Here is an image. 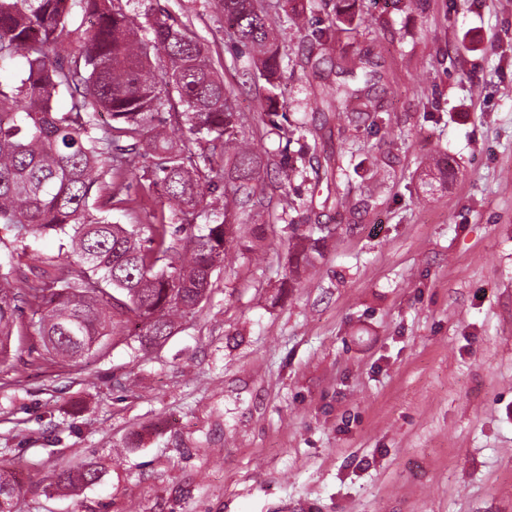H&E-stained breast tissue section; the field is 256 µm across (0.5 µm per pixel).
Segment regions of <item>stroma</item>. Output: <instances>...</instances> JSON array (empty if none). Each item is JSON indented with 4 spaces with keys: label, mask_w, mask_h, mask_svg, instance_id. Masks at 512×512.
Listing matches in <instances>:
<instances>
[{
    "label": "stroma",
    "mask_w": 512,
    "mask_h": 512,
    "mask_svg": "<svg viewBox=\"0 0 512 512\" xmlns=\"http://www.w3.org/2000/svg\"><path fill=\"white\" fill-rule=\"evenodd\" d=\"M143 22H184L236 88L246 139L296 155L259 117L246 53L220 0H121ZM307 29L278 28L280 113L396 158L337 215L332 183L295 182L302 205L272 204L233 228L200 314L161 347L116 325L101 350L61 369L23 342L0 366V465L21 486L20 512H512V0H383L370 33L334 35L332 7L290 0ZM328 32L319 70L300 62ZM368 49L389 126L345 128L315 112L330 60ZM92 203L117 224L173 222L161 194L131 182ZM337 231L294 288L288 224ZM100 481L72 494L64 468ZM101 473L93 465H84L80 468L61 469L56 476V485L61 488L73 489L97 483Z\"/></svg>",
    "instance_id": "1"
}]
</instances>
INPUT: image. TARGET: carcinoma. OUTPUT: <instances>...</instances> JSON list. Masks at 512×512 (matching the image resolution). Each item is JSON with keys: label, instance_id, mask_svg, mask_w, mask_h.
I'll return each mask as SVG.
<instances>
[{"label": "carcinoma", "instance_id": "1", "mask_svg": "<svg viewBox=\"0 0 512 512\" xmlns=\"http://www.w3.org/2000/svg\"><path fill=\"white\" fill-rule=\"evenodd\" d=\"M229 37L251 53L262 115L282 139L304 141V123L277 121L283 59L270 5L264 0H221ZM93 18L73 26L77 12ZM139 25L115 0H0V63L22 60L16 82L0 81V229L16 241L53 235L70 252L62 273L47 281L36 265L0 263V362L11 354L14 327L29 313V327L53 364L63 368L90 355L117 318L134 319L140 346L172 333L176 319L202 309L213 269L224 262L227 232L236 209L265 208L259 187L263 156L242 141L243 115L233 90L213 67L194 33L165 10L146 12ZM366 18L351 0H336V31L361 34ZM146 31L149 37L139 35ZM163 60L161 73L155 62ZM378 63L368 50L341 67L350 77L326 91L338 116L357 127L367 118L389 125L375 97ZM68 109L59 111L61 96ZM187 137L175 144L166 125ZM150 131L153 166H137L144 130ZM349 156L347 165L331 159ZM107 167L150 181L176 211L201 206L221 222L196 233L191 224H114L90 205L91 172ZM379 159L340 148L324 162L304 153L279 163L281 188L314 174L341 183L373 178ZM222 207L210 197L223 180ZM293 261L288 278L313 266L331 231L323 224H290ZM184 235L186 252L177 248ZM92 465L64 468L56 485L73 489L97 483ZM21 487L0 474V512H17Z\"/></svg>", "mask_w": 512, "mask_h": 512}]
</instances>
